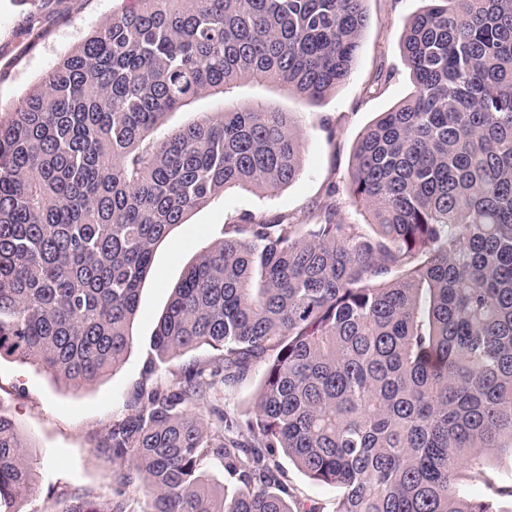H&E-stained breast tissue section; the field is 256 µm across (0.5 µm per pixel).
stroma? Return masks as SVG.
I'll use <instances>...</instances> for the list:
<instances>
[{
    "instance_id": "1",
    "label": "stroma",
    "mask_w": 512,
    "mask_h": 512,
    "mask_svg": "<svg viewBox=\"0 0 512 512\" xmlns=\"http://www.w3.org/2000/svg\"><path fill=\"white\" fill-rule=\"evenodd\" d=\"M423 6V0H365L368 24L352 75L321 102L308 103L278 88L247 82L236 84L228 96L203 97L167 115L165 128H175L200 113L223 111L228 100L296 113L304 142L302 171L273 195L235 189L216 197L158 245L140 291L133 344L117 371L93 384L73 386L37 365L0 358V411L40 452L39 490L24 503V512H59L74 492L110 493L111 472L97 445L143 380L153 355L152 337L172 289L202 248L220 238L224 224L244 215L256 220L276 213L301 218L323 198L329 184L347 183L359 137L412 88L401 35L406 21ZM123 7V0H0V120H9L18 101L49 68ZM265 369L264 362L254 363L242 381L218 386L211 403L232 418L251 417ZM276 460L292 495L318 501L333 512L335 488L311 480L284 455Z\"/></svg>"
}]
</instances>
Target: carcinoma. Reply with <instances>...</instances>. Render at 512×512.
I'll list each match as a JSON object with an SVG mask.
<instances>
[{
  "label": "carcinoma",
  "mask_w": 512,
  "mask_h": 512,
  "mask_svg": "<svg viewBox=\"0 0 512 512\" xmlns=\"http://www.w3.org/2000/svg\"><path fill=\"white\" fill-rule=\"evenodd\" d=\"M133 2L0 122V356L76 385L122 365L174 227L301 173L288 112L226 105L157 137L166 115L241 80L321 99L367 25L365 0ZM426 2L403 30L413 89L347 185L200 251L153 351L218 354L167 381L148 364L99 443L111 494L60 512H324L288 500L278 450L338 490L334 512H512L465 492L512 454V0ZM342 191L364 223L342 222ZM261 359L251 418L204 406ZM32 448L0 412V512L36 493Z\"/></svg>",
  "instance_id": "carcinoma-1"
}]
</instances>
